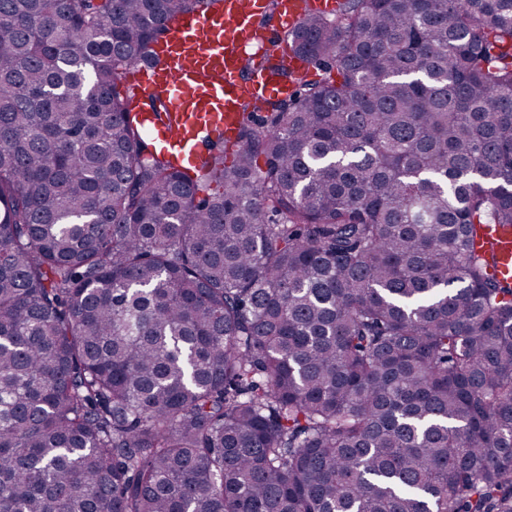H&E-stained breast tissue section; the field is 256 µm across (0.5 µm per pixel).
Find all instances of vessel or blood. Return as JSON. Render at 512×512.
I'll list each match as a JSON object with an SVG mask.
<instances>
[{
	"instance_id": "b4317fda",
	"label": "vessel or blood",
	"mask_w": 512,
	"mask_h": 512,
	"mask_svg": "<svg viewBox=\"0 0 512 512\" xmlns=\"http://www.w3.org/2000/svg\"><path fill=\"white\" fill-rule=\"evenodd\" d=\"M268 8V0H224L222 8L185 13L154 45L156 62L135 63L124 72L123 82L135 92L129 107L162 150L198 163L212 140L234 145L245 103L293 93L284 73L303 70L299 58L274 55L258 69L248 67L250 49L269 39L260 24ZM337 8V0H278L275 10L280 27L291 29L308 10L330 14ZM157 97L165 106L159 119L151 111ZM476 242L492 250V274L512 282V226L482 225Z\"/></svg>"
}]
</instances>
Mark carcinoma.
<instances>
[{"instance_id": "1", "label": "carcinoma", "mask_w": 512, "mask_h": 512, "mask_svg": "<svg viewBox=\"0 0 512 512\" xmlns=\"http://www.w3.org/2000/svg\"><path fill=\"white\" fill-rule=\"evenodd\" d=\"M216 0H0V512H512V0H339L180 169L122 72ZM477 247L490 248L495 262L491 273L512 282V226L483 224L478 229Z\"/></svg>"}]
</instances>
